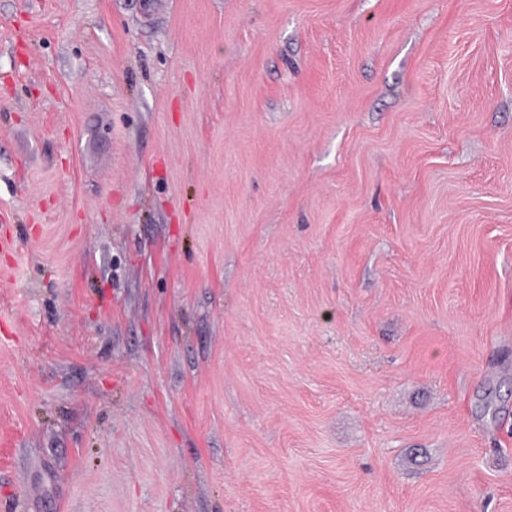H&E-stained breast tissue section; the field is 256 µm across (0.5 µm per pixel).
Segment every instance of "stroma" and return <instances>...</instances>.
Wrapping results in <instances>:
<instances>
[{"label": "stroma", "mask_w": 512, "mask_h": 512, "mask_svg": "<svg viewBox=\"0 0 512 512\" xmlns=\"http://www.w3.org/2000/svg\"><path fill=\"white\" fill-rule=\"evenodd\" d=\"M0 512H512V0H0Z\"/></svg>", "instance_id": "obj_1"}]
</instances>
